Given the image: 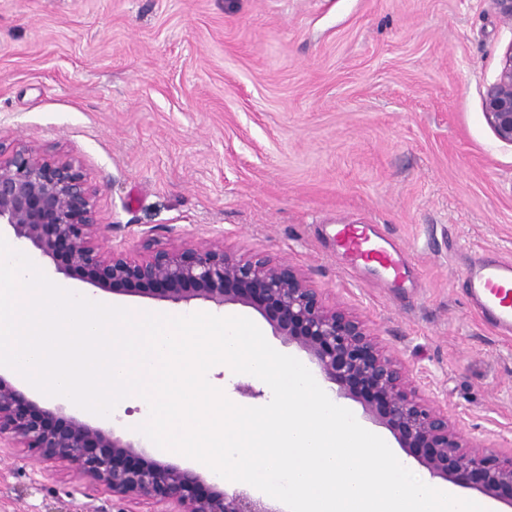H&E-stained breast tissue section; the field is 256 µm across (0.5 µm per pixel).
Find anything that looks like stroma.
<instances>
[{
	"instance_id": "35a3bbf8",
	"label": "stroma",
	"mask_w": 512,
	"mask_h": 512,
	"mask_svg": "<svg viewBox=\"0 0 512 512\" xmlns=\"http://www.w3.org/2000/svg\"><path fill=\"white\" fill-rule=\"evenodd\" d=\"M512 45L497 0H0V143L77 159L104 246L171 239L288 259L362 317L471 437L512 441V335L470 310L475 255L512 260V145L482 97ZM340 224H375L412 262L354 275ZM130 310L253 308L112 293ZM0 512H113L62 464L0 450Z\"/></svg>"
}]
</instances>
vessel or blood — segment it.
Here are the masks:
<instances>
[{
	"mask_svg": "<svg viewBox=\"0 0 512 512\" xmlns=\"http://www.w3.org/2000/svg\"><path fill=\"white\" fill-rule=\"evenodd\" d=\"M336 240L354 269L381 270L401 276L409 263L400 245L380 236L372 224H340ZM467 300L494 330L512 335V263L481 258L464 272Z\"/></svg>",
	"mask_w": 512,
	"mask_h": 512,
	"instance_id": "b4317fda",
	"label": "vessel or blood"
}]
</instances>
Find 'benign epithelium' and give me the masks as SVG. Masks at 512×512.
<instances>
[{"label":"benign epithelium","instance_id":"1","mask_svg":"<svg viewBox=\"0 0 512 512\" xmlns=\"http://www.w3.org/2000/svg\"><path fill=\"white\" fill-rule=\"evenodd\" d=\"M483 112L497 139L512 145V45L483 96ZM94 196L75 160L36 144L0 142V228L57 272L77 271L95 288L145 292L175 304L200 299L219 308L253 307L284 344L307 354L337 396L360 402L366 417L387 428L431 477L512 506V449L466 437L460 421L420 393L367 323L327 305L288 259L244 256L219 237L177 240L133 258L120 246H102ZM2 444L68 464L78 483L112 493L119 504L146 503L155 512H285L280 501L246 486L226 489L168 462L137 463L136 443L29 399L0 374Z\"/></svg>","mask_w":512,"mask_h":512}]
</instances>
